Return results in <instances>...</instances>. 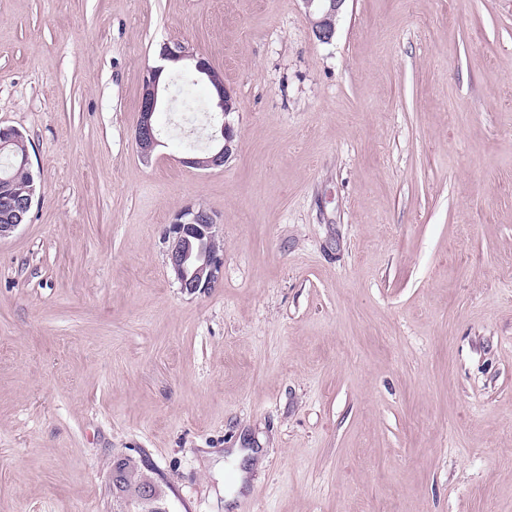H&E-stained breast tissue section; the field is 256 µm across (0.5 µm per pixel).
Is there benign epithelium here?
<instances>
[{
  "instance_id": "7a95c632",
  "label": "benign epithelium",
  "mask_w": 512,
  "mask_h": 512,
  "mask_svg": "<svg viewBox=\"0 0 512 512\" xmlns=\"http://www.w3.org/2000/svg\"><path fill=\"white\" fill-rule=\"evenodd\" d=\"M308 14L315 16L312 20V33L322 43H329L336 32V23L346 0H302ZM162 59L194 61V70L208 78L216 96V129L210 140L214 143L208 157H189L183 163L202 169L224 166L232 153L234 140L233 128L225 121L234 110V101L224 86L222 74L202 56H197L180 43L165 45L161 52ZM165 67L155 66L146 70L142 79L139 102V118L134 130V139L140 156L148 159L159 145L158 130L154 124V114L162 101L161 78ZM33 195H28L23 202H18L9 194H0V217L9 222L0 224V239L9 237L18 226L23 224L25 213L32 208ZM216 219L211 211L203 212L193 206L186 207L175 214L169 224L166 236L167 259L169 267L179 284V288L190 295L202 294L214 287L224 273L223 253L206 248V244L216 240ZM112 481L118 490L119 508L115 512H171L164 502L156 485L147 477L141 476L132 481L130 467L122 460L112 464ZM134 483L133 494L123 491L125 484Z\"/></svg>"
}]
</instances>
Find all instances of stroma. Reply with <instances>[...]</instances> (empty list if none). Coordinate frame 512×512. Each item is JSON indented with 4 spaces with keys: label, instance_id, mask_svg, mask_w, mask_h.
Listing matches in <instances>:
<instances>
[{
    "label": "stroma",
    "instance_id": "1",
    "mask_svg": "<svg viewBox=\"0 0 512 512\" xmlns=\"http://www.w3.org/2000/svg\"><path fill=\"white\" fill-rule=\"evenodd\" d=\"M220 169L186 166L208 81ZM0 125L35 202L0 240V512H111L112 458L171 512H512V0H0ZM224 275L181 292L174 215ZM347 0H302L312 20V33L322 43L331 42L336 32V23ZM161 57L168 62L184 59L194 61V70L198 74L205 75L215 91V107L217 112L214 113L216 115L213 117L216 121V129L210 135V140L214 143L212 153L204 158H185L184 163L188 166L202 169L224 167V163L232 153V143L234 140L233 128L226 122L225 118L234 110V101L224 86L222 74L206 58L193 54V52H190L187 47L180 43L165 45L162 49ZM164 66H155L146 70L142 79L139 102V118L134 130V139L140 156L149 159L159 145V133L154 124V114L158 112L162 101L161 78ZM197 208L208 210L202 205ZM197 208L189 206L176 213L166 236L169 267L179 288L190 295L214 288L224 273L223 252L205 248L216 240L215 216ZM195 249V263L190 265Z\"/></svg>",
    "mask_w": 512,
    "mask_h": 512
}]
</instances>
